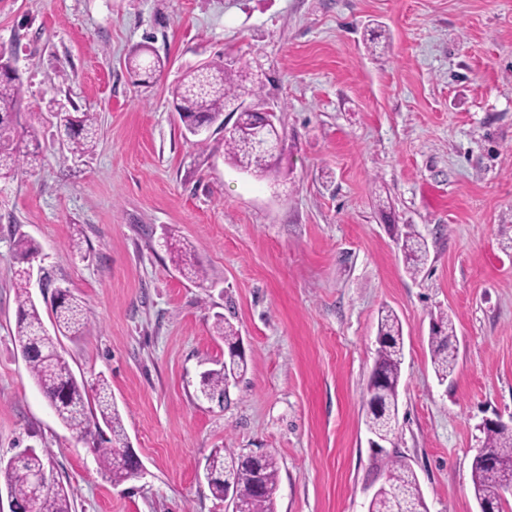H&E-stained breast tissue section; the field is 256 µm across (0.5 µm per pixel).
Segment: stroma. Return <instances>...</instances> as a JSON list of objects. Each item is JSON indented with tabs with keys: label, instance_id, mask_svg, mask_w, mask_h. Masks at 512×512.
Returning a JSON list of instances; mask_svg holds the SVG:
<instances>
[{
	"label": "stroma",
	"instance_id": "obj_1",
	"mask_svg": "<svg viewBox=\"0 0 512 512\" xmlns=\"http://www.w3.org/2000/svg\"><path fill=\"white\" fill-rule=\"evenodd\" d=\"M166 65L141 80L140 47ZM34 167L0 181V457L48 449L75 512H225L212 449L275 455V512H368L389 456L429 512H478L477 426L512 418V0H0ZM245 68L283 135L281 172L224 161V134L185 135L173 92L207 62ZM94 113L72 155L48 106ZM429 247L410 275L397 240ZM85 303L61 351L106 377L142 478L114 484L57 419L17 352L15 242ZM185 242L209 279L175 266ZM404 331L396 447L364 418L378 314ZM239 331L248 369L224 402L199 398ZM447 314L458 362L438 382L429 345Z\"/></svg>",
	"mask_w": 512,
	"mask_h": 512
}]
</instances>
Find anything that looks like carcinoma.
<instances>
[{
	"mask_svg": "<svg viewBox=\"0 0 512 512\" xmlns=\"http://www.w3.org/2000/svg\"><path fill=\"white\" fill-rule=\"evenodd\" d=\"M15 59L0 51V179L37 161L36 150L29 143L36 140L33 126L17 131L15 118L21 110L22 83L14 70ZM255 80L240 72L224 68L222 62H210L203 70L192 69L175 89V109L185 132L202 125L224 128V109L243 95L255 94ZM56 128L62 142L73 155H85L96 145V119L90 112L56 110ZM254 115L240 112L232 131L224 134V160L255 178L269 176L279 159L257 152L253 146ZM17 250L29 266L18 270L15 281L18 316L14 332L16 350L20 353L35 384L54 410L58 420L79 438L91 434V422L98 419L110 430L108 445L96 449L99 465L112 482L120 484L141 478L136 462L124 452L127 435L106 379L98 378L94 397H88L84 381L73 374L59 351L60 337L80 336L89 325L87 309L66 288L51 304L52 328H47L40 308L31 292L30 263L40 255L34 240L22 236ZM404 266L412 273L421 272L429 259L425 238L414 229L401 239ZM177 263L189 278L206 280V271L188 261L183 245L174 247ZM217 335L224 341L227 367L210 370L201 376L202 396L223 398L226 382L238 379L247 370L240 336L234 327L218 316ZM378 347L366 407L365 425L380 441L395 445L399 433V385L404 358L403 326L391 309L381 311L378 318ZM432 363L440 382L451 376L457 365V340L451 320L441 317L433 325L430 336ZM482 448L471 465L474 496L484 512H503L506 495H512V427L480 430ZM49 451L27 448L9 458L0 459V480L19 503L22 512H72L69 494L45 464ZM211 475L208 487L217 499H224V481L235 487L238 499L247 512H274L273 495L277 488L278 467L273 455L243 456L224 453L216 448L206 458ZM385 483L375 493L368 512H428L417 474L405 460L396 456L386 463Z\"/></svg>",
	"mask_w": 512,
	"mask_h": 512,
	"instance_id": "carcinoma-1",
	"label": "carcinoma"
}]
</instances>
